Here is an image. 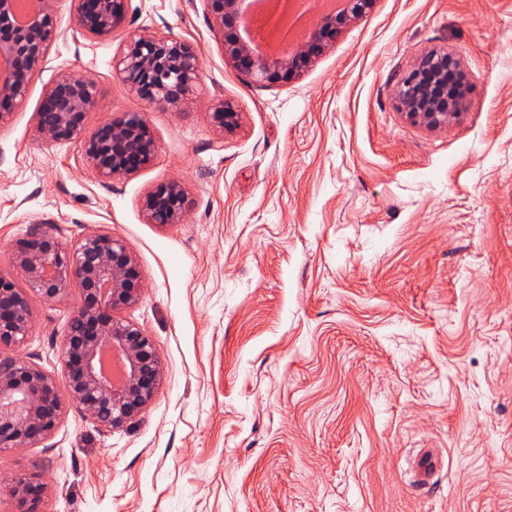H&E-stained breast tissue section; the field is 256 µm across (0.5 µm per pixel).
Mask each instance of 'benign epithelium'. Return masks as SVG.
I'll list each match as a JSON object with an SVG mask.
<instances>
[{
    "label": "benign epithelium",
    "mask_w": 512,
    "mask_h": 512,
    "mask_svg": "<svg viewBox=\"0 0 512 512\" xmlns=\"http://www.w3.org/2000/svg\"><path fill=\"white\" fill-rule=\"evenodd\" d=\"M17 0H0V126L26 100L32 72L48 61L56 37L58 0H40L25 23L16 18ZM127 0H75L76 33L104 35L124 17ZM225 54L249 82L288 81L336 42L342 29L363 17L375 0H344L338 12L317 13L301 41L280 53L263 52L250 35H238L246 18L242 0H207ZM203 62L193 47L174 35L133 34L115 63V74L136 96L177 106L199 82ZM470 78L456 53L433 48L421 53L395 87V100L413 122L446 128L467 106ZM94 82L74 69H60L33 113L39 146L81 144L100 182L110 185L150 164L155 141L143 113L123 112L92 132L85 117L96 105ZM240 113L219 99L213 119L232 130ZM190 201L171 181L150 191L142 213L148 224H178ZM12 274L0 272V452L27 448L50 438L68 406L78 408L100 429L112 431L139 415L152 401L164 370L154 339L137 323L116 315L141 299L137 262L123 242L108 234L85 235L64 247L51 224L37 223L11 253ZM82 294L73 311L59 355L62 376L15 353L29 335V296L65 299L72 285ZM64 379L67 395L59 391ZM19 512H38L45 482L35 473L10 479Z\"/></svg>",
    "instance_id": "benign-epithelium-1"
}]
</instances>
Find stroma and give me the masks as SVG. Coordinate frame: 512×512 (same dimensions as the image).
Listing matches in <instances>:
<instances>
[{"label": "stroma", "instance_id": "35a3bbf8", "mask_svg": "<svg viewBox=\"0 0 512 512\" xmlns=\"http://www.w3.org/2000/svg\"><path fill=\"white\" fill-rule=\"evenodd\" d=\"M56 38L0 126V272L31 223L66 248L122 240L142 279L122 315L155 340L153 402L105 432L78 409L0 478L37 471L40 512H512V0H376L287 82L246 81L205 0H129L111 33ZM174 34L203 74L188 105L149 104L112 61L130 33ZM457 53L467 109L430 130L393 90L422 52ZM97 87L88 127L143 113L149 166L101 185L79 143L38 146L61 67ZM242 114L232 131L215 100ZM180 182L182 223L146 194ZM81 302L31 297L19 355L59 373ZM212 114L214 122L222 129L232 130L239 125L240 113L230 101L218 99ZM190 201L182 186L171 181L150 191L144 199L142 213L149 224H179Z\"/></svg>", "mask_w": 512, "mask_h": 512}]
</instances>
